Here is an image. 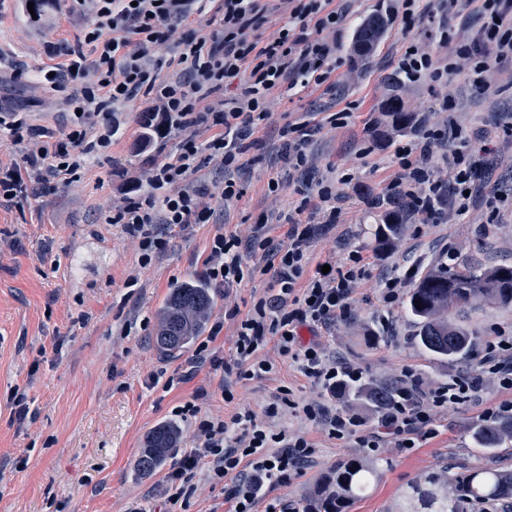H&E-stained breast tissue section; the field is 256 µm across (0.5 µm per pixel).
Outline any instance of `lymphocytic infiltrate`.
<instances>
[{
    "label": "lymphocytic infiltrate",
    "instance_id": "obj_1",
    "mask_svg": "<svg viewBox=\"0 0 512 512\" xmlns=\"http://www.w3.org/2000/svg\"><path fill=\"white\" fill-rule=\"evenodd\" d=\"M76 2L86 18L81 38L68 49L64 66L39 75L41 83L62 94L74 115L64 130L50 132L33 126L24 109H0V135L26 149L20 161L0 164V204L26 199L31 183L76 181L89 164L108 159L121 112L134 101H145L140 125L147 134L138 142L140 151L171 135L178 136L179 143L165 162L144 176L122 180L121 202L103 221L137 239L140 264L147 267L165 250L173 231L210 223V192L196 180L204 163L219 161L224 170L216 190L220 199L242 196L234 174L259 145L254 134L268 118V93L278 88L291 97L327 83L336 70V34L345 17L335 0H293L287 23L277 36L266 38L259 0H220L213 16L206 11L208 0ZM475 3L482 20L475 40L457 42L455 27L446 19L432 33L438 42L454 45L447 60L408 42L396 61L407 81L426 79L441 86L464 67L477 82L492 58L512 54V0ZM160 48L166 57L157 56ZM232 84L239 92L228 101L224 90ZM201 127L210 132L203 143L195 136ZM450 137L461 147L448 156V174L443 177L432 162L433 149ZM468 139L462 129L431 126L396 148L393 159L400 175L389 191L401 199L408 215L423 222L437 218L446 197L458 212H466L476 173L475 162L462 149ZM353 179L346 173L336 183L318 181L317 194L325 205L321 223L263 213L247 237L213 236L204 260L208 281L224 287L241 283L252 274L245 254L259 252L268 259L264 270L271 285L247 314L235 308L224 313L237 323L234 360H219L209 340H202L179 382L190 381L207 364L240 381L269 374L274 364L261 352L271 343L328 394H335L340 380H361V367L330 355L321 333L350 316L351 295L364 276L362 257L352 251L345 261L331 262L329 272L306 270L312 243L336 225L337 184ZM274 223L287 227L286 244L276 248L268 236ZM305 331L310 341L302 340ZM479 367L480 374L462 373L434 387L425 385L417 372L405 370L396 396L378 410L369 430L356 415L319 404L299 405L286 389L262 414L243 407L227 416L203 411L201 403L208 394L197 391L193 400L174 410L175 416L193 419L195 433L190 448L165 474L163 495L172 505L187 500L204 470L213 481H228L230 512H255L273 486L288 484L317 458V448L305 436L273 429V421L285 413L302 414L320 423L330 438L351 440L360 448L391 444L403 449L434 437L442 410L479 397L484 375H492L501 389L512 390V335L501 333L488 342Z\"/></svg>",
    "mask_w": 512,
    "mask_h": 512
}]
</instances>
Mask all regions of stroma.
<instances>
[{"instance_id": "obj_1", "label": "stroma", "mask_w": 512, "mask_h": 512, "mask_svg": "<svg viewBox=\"0 0 512 512\" xmlns=\"http://www.w3.org/2000/svg\"><path fill=\"white\" fill-rule=\"evenodd\" d=\"M390 0H336L347 23L339 36L342 59L332 84L311 86L290 98L274 95L269 118L258 133L260 145L251 150L238 174L243 187L239 200L223 203L211 198L212 223L176 230L166 251L140 267L136 242L120 227L102 223L101 214L119 197L121 173L143 175L152 163L171 154L177 138L161 142L152 153H139V108L131 106L110 152V161L86 168L80 182L56 184L29 196L22 205L0 207V512H228L224 486L201 473L186 505L169 506L162 498V474L135 479L132 471L148 433L162 422L175 421V407L191 400L197 389L208 392L203 411L231 413L221 396L222 370L202 367L189 382L164 388L151 385V375L174 376L192 359V352L165 357L152 343L153 323L170 287L189 277H201L210 239L218 232L247 234L248 226L265 212L298 213L302 223L320 217L314 208L299 209L302 198H316L318 179L353 174L344 186L341 215L334 233L317 240L309 262L329 256L345 258L360 252L366 273L352 297L353 316L337 322L323 341L328 351L363 370L367 380L399 379L405 368L436 386L469 370L476 359L451 361L422 349L415 340V322L405 301L383 307L378 280L395 267L417 264L427 270L447 259L471 257L485 265L512 266V57L493 59L475 88L467 72L453 75L445 89L427 81L392 85L394 62L409 41L424 44L434 57L446 50L431 38L444 13L441 0H431L428 13L413 32L392 22L365 65H351L349 47L358 25ZM29 0H0V104L26 105L33 124L54 131L65 127L68 108L61 94L48 92L37 72L64 63L48 56L46 42L65 48L81 34L80 22L69 13L66 0H40L31 15ZM27 76L11 79L13 66ZM398 94L407 111L422 121L457 126L471 140L467 151L481 168L470 210L460 216L444 205L438 223L404 221L398 238L378 249L375 230L391 209L385 197L397 176L395 147L414 138V128L395 127L382 110L390 94ZM451 111H443V98ZM355 103L344 124L328 125L331 113ZM321 122L307 148L309 179L288 177V166L277 152L282 126L289 122ZM282 190L270 192L271 180ZM495 206L494 223H486L487 206ZM253 278L230 289L216 288L211 321L224 327L211 348L224 360L235 357L236 324L225 309L248 313L268 283L264 261L248 255ZM137 286H128L130 276ZM478 347L496 331L512 332V307L490 305L471 311L462 320ZM263 357L276 369L265 376L239 382L238 402L262 413L271 395L289 388L300 403H325L372 420L373 410L333 397L319 389L267 345ZM24 393L31 413L25 421L12 414V397ZM512 401V391L485 378L479 400L442 413L439 433L409 452L394 447L374 452L328 437L322 427L292 414L279 427L303 434L318 450L313 466L287 486L273 487L256 512L268 502L301 512L302 505L336 465L359 458L372 462L376 475L348 512H398L403 496L416 482L432 475L455 477L476 466L512 468V445L490 455L476 447L473 432L488 406Z\"/></svg>"}]
</instances>
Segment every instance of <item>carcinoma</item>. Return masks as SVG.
<instances>
[{"label": "carcinoma", "instance_id": "obj_1", "mask_svg": "<svg viewBox=\"0 0 512 512\" xmlns=\"http://www.w3.org/2000/svg\"><path fill=\"white\" fill-rule=\"evenodd\" d=\"M389 16L383 11L373 14L357 27L352 40L350 61L360 65L370 57L376 42L388 27ZM393 124L408 127L416 123L399 99L385 103ZM401 223L393 214L385 215L377 230L381 246L391 244L399 234ZM484 304L512 306V266H484L464 260L450 270L436 264L426 271L410 290L406 309L415 319L416 340L422 349L450 360H466L476 347L475 338L454 320V315ZM214 305L213 289L199 279L175 283L156 313L155 343L167 356L186 352L207 329ZM397 384L372 382L336 384V392L355 402L379 408L395 396ZM178 437V428L163 422L145 439L136 460L134 474L148 477L166 462L168 448ZM474 439L480 448H501L512 441V418L478 426ZM375 474V467L361 459H345L322 480L306 503L303 512H347L359 492ZM512 506V469L483 466L468 470L459 479L439 483L431 478L413 486L400 512H468L472 506Z\"/></svg>", "mask_w": 512, "mask_h": 512}]
</instances>
